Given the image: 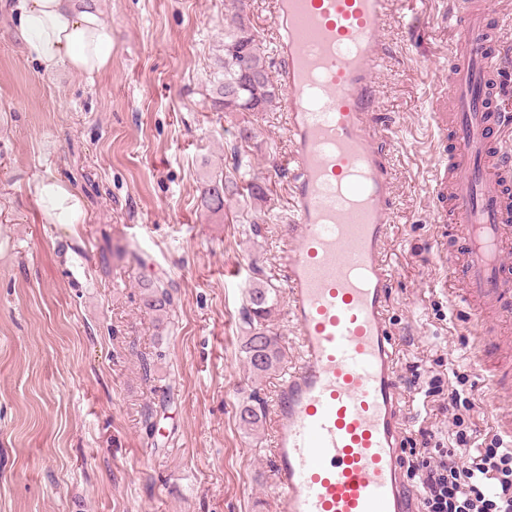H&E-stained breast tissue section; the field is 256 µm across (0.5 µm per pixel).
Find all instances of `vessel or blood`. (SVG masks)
Listing matches in <instances>:
<instances>
[{"label": "vessel or blood", "instance_id": "obj_1", "mask_svg": "<svg viewBox=\"0 0 512 512\" xmlns=\"http://www.w3.org/2000/svg\"><path fill=\"white\" fill-rule=\"evenodd\" d=\"M392 0H275L289 150L287 315L300 349L279 381L272 424L275 512H414L398 462L404 425L396 340L388 154L376 139L374 75ZM499 0H457L447 77L430 124L453 132L433 171L430 222L452 274L512 328V112L500 105L508 47Z\"/></svg>", "mask_w": 512, "mask_h": 512}]
</instances>
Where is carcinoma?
Instances as JSON below:
<instances>
[{
    "label": "carcinoma",
    "mask_w": 512,
    "mask_h": 512,
    "mask_svg": "<svg viewBox=\"0 0 512 512\" xmlns=\"http://www.w3.org/2000/svg\"><path fill=\"white\" fill-rule=\"evenodd\" d=\"M231 23L224 28L223 55L220 58L221 78L213 90L211 106L217 112H265L279 97L282 88L269 74L264 51L256 39L249 18L244 14V0H233ZM239 192L238 185L216 173L204 183L202 206L213 215L224 214V199ZM144 305L162 317L173 305V294L159 282L146 281ZM275 310V289L255 284L247 289L243 345L250 371L266 376L275 371L284 359L277 337L268 329ZM239 419L251 430L261 423L260 410L251 404L240 408Z\"/></svg>",
    "instance_id": "carcinoma-1"
}]
</instances>
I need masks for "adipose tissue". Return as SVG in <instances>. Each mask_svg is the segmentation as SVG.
<instances>
[{"label": "adipose tissue", "mask_w": 512, "mask_h": 512, "mask_svg": "<svg viewBox=\"0 0 512 512\" xmlns=\"http://www.w3.org/2000/svg\"><path fill=\"white\" fill-rule=\"evenodd\" d=\"M18 36L44 73L67 67L86 74L112 62V24L92 0H19ZM43 208L58 223H78V197L53 178L35 188Z\"/></svg>", "instance_id": "adipose-tissue-1"}]
</instances>
